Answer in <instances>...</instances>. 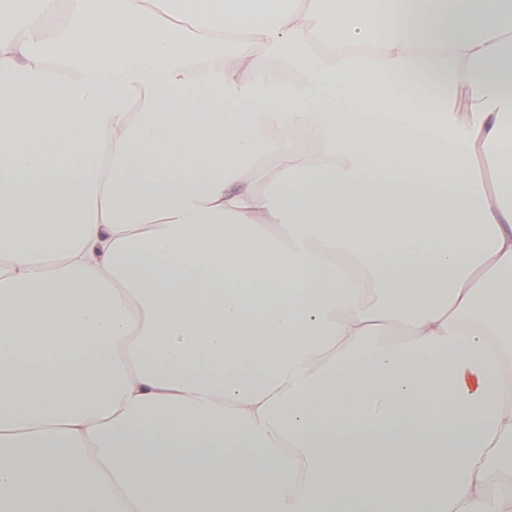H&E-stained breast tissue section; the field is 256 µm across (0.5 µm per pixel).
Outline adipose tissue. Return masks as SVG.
Wrapping results in <instances>:
<instances>
[{
  "label": "adipose tissue",
  "mask_w": 512,
  "mask_h": 512,
  "mask_svg": "<svg viewBox=\"0 0 512 512\" xmlns=\"http://www.w3.org/2000/svg\"><path fill=\"white\" fill-rule=\"evenodd\" d=\"M21 76L0 512H512V0H0Z\"/></svg>",
  "instance_id": "ef3b65f1"
}]
</instances>
